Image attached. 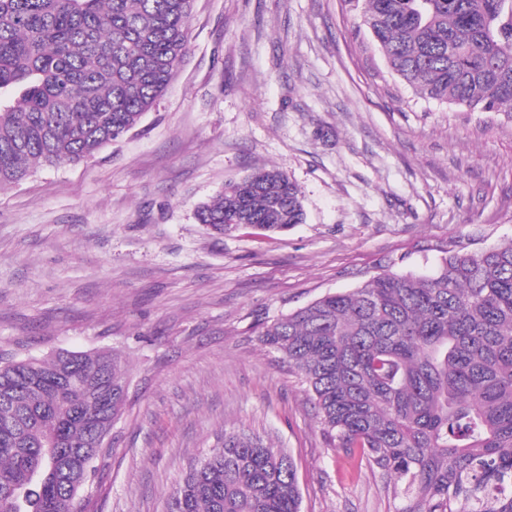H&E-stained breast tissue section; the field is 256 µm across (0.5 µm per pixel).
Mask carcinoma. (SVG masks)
<instances>
[{
  "label": "carcinoma",
  "instance_id": "carcinoma-1",
  "mask_svg": "<svg viewBox=\"0 0 512 512\" xmlns=\"http://www.w3.org/2000/svg\"><path fill=\"white\" fill-rule=\"evenodd\" d=\"M193 0H0V188L77 163L133 130L186 49ZM362 22L415 94L512 110V0H365ZM222 236L304 221L302 194L262 167L197 207ZM432 273L392 271L262 327L312 393L337 448L387 477L394 512H512V241L420 245ZM128 376L112 351L0 361V512H80ZM290 453L245 431L190 466L167 512H301Z\"/></svg>",
  "mask_w": 512,
  "mask_h": 512
}]
</instances>
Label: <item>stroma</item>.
I'll return each mask as SVG.
<instances>
[{"label": "stroma", "mask_w": 512, "mask_h": 512, "mask_svg": "<svg viewBox=\"0 0 512 512\" xmlns=\"http://www.w3.org/2000/svg\"><path fill=\"white\" fill-rule=\"evenodd\" d=\"M360 0H194L186 53L140 124L0 188V358L112 350L123 414L94 512H166L189 467L249 430L286 449L301 512H391L385 480L325 439L264 322L361 285L421 240L512 239V112L418 97ZM275 167L305 221L217 238L195 210Z\"/></svg>", "instance_id": "35a3bbf8"}]
</instances>
